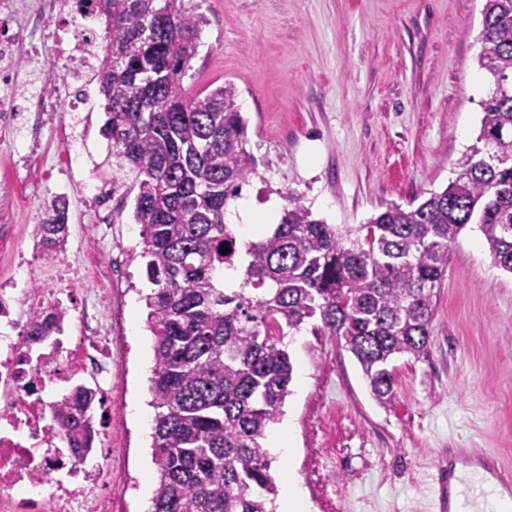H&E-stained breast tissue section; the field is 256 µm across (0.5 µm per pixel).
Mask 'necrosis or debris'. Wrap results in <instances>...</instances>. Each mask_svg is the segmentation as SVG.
Here are the masks:
<instances>
[{
    "label": "necrosis or debris",
    "mask_w": 512,
    "mask_h": 512,
    "mask_svg": "<svg viewBox=\"0 0 512 512\" xmlns=\"http://www.w3.org/2000/svg\"><path fill=\"white\" fill-rule=\"evenodd\" d=\"M94 18L88 0H0V140L14 170L48 172L32 188L62 207L82 149L67 143L57 158L39 152L38 144L62 109H86L81 89L99 41ZM45 54L57 71L56 89L41 87L18 99L24 65ZM49 263L52 275L32 287V261L17 251L13 274L0 282V512H115L111 409L97 412L99 444L78 460L56 418L68 385H92L104 398L112 391V294L75 304L67 257L60 252ZM55 307L64 310V324L78 326L79 340L66 331L32 340V325Z\"/></svg>",
    "instance_id": "1"
}]
</instances>
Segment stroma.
I'll use <instances>...</instances> for the list:
<instances>
[{"mask_svg": "<svg viewBox=\"0 0 512 512\" xmlns=\"http://www.w3.org/2000/svg\"><path fill=\"white\" fill-rule=\"evenodd\" d=\"M207 20L187 92L231 81L249 121L258 178L244 185L252 209L302 196L329 224L359 225L454 179L479 131L494 84L478 57L484 0H193ZM101 108L59 113L43 148L83 131L98 179L112 177ZM44 199L13 213L0 246V280L16 248L31 249ZM134 196L125 194L102 235L82 190L70 198V263L95 256L121 282L112 289V496L120 512H146L153 491L149 377L153 338L138 291L141 264ZM282 421L293 473L309 512H437L435 461L487 449L512 468V274L492 266L476 226L448 250L427 357L397 360L395 402L380 406L354 357L303 328Z\"/></svg>", "mask_w": 512, "mask_h": 512, "instance_id": "obj_1", "label": "stroma"}]
</instances>
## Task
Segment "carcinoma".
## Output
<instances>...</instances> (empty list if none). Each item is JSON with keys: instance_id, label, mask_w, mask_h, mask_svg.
Wrapping results in <instances>:
<instances>
[{"instance_id": "obj_1", "label": "carcinoma", "mask_w": 512, "mask_h": 512, "mask_svg": "<svg viewBox=\"0 0 512 512\" xmlns=\"http://www.w3.org/2000/svg\"><path fill=\"white\" fill-rule=\"evenodd\" d=\"M95 10L104 34L89 79L108 115L112 169L136 190L138 257L153 285L142 296L154 336L153 512H276L264 440L293 379L287 332L310 324L336 339L386 407L392 363L428 354L435 289L460 232L477 225L492 265L512 273V0H485L479 66L495 90L443 190L354 230L293 196L246 242L226 223L258 175L239 88L191 95L183 85L206 18L184 0H95ZM35 231L46 259L66 243L59 214ZM90 392L75 387L57 416L76 451L90 447Z\"/></svg>"}]
</instances>
